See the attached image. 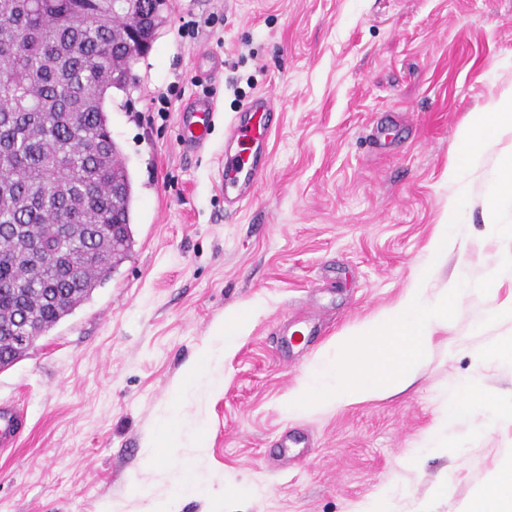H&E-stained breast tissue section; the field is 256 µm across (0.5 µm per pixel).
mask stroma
Here are the masks:
<instances>
[{"instance_id":"obj_1","label":"stroma","mask_w":512,"mask_h":512,"mask_svg":"<svg viewBox=\"0 0 512 512\" xmlns=\"http://www.w3.org/2000/svg\"><path fill=\"white\" fill-rule=\"evenodd\" d=\"M165 24L108 105L130 173L134 245L90 299L0 371V404L27 426L0 454V512H148L193 465L205 496L174 512H356L393 491L416 512L444 474L453 512L512 458V420L487 433L448 415L452 388L512 410V240L483 222L472 181L456 229L434 238L460 185L450 154L470 112L512 84V0H166ZM221 57L208 77L200 51ZM209 94V147L178 146V111ZM270 94L281 114L259 148L248 204L224 212L217 161L225 128ZM169 108H162L161 97ZM494 275L489 295L474 287ZM428 297L467 281L404 391L330 412H289L308 362L336 336L395 305L418 278ZM252 309L237 348L179 407L182 380L214 326ZM176 430V459L149 450ZM440 447L423 450L429 433Z\"/></svg>"}]
</instances>
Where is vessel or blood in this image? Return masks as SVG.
Wrapping results in <instances>:
<instances>
[{
  "label": "vessel or blood",
  "instance_id": "b4317fda",
  "mask_svg": "<svg viewBox=\"0 0 512 512\" xmlns=\"http://www.w3.org/2000/svg\"><path fill=\"white\" fill-rule=\"evenodd\" d=\"M276 107L268 94H261L236 115L228 134L236 139L238 150L225 154L218 161V185L224 194L225 213L238 211L248 199L246 190L254 185L261 167L252 151L254 144L263 142L275 126ZM216 117V103L208 96L187 102L179 112L180 147L183 153L196 155L209 145Z\"/></svg>",
  "mask_w": 512,
  "mask_h": 512
}]
</instances>
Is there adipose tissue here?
Listing matches in <instances>:
<instances>
[{"mask_svg":"<svg viewBox=\"0 0 512 512\" xmlns=\"http://www.w3.org/2000/svg\"><path fill=\"white\" fill-rule=\"evenodd\" d=\"M496 150L494 169L485 181V221L497 223L501 209L512 207V86L488 99L471 112L460 134L448 172L452 177L475 170L488 150ZM251 315L244 308L218 323L190 367L186 379L172 389L174 400H181L191 385L207 372L216 354L235 350ZM456 512H512V460L505 462L498 474L476 496L463 501Z\"/></svg>","mask_w":512,"mask_h":512,"instance_id":"1","label":"adipose tissue"}]
</instances>
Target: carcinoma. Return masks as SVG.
<instances>
[{"label": "carcinoma", "mask_w": 512, "mask_h": 512, "mask_svg": "<svg viewBox=\"0 0 512 512\" xmlns=\"http://www.w3.org/2000/svg\"><path fill=\"white\" fill-rule=\"evenodd\" d=\"M158 0H0V336L50 329L90 299L133 246V184L106 101L164 23ZM119 77L105 76L112 59ZM52 263L35 270L26 240ZM34 343L0 342V370Z\"/></svg>", "instance_id": "obj_1"}]
</instances>
